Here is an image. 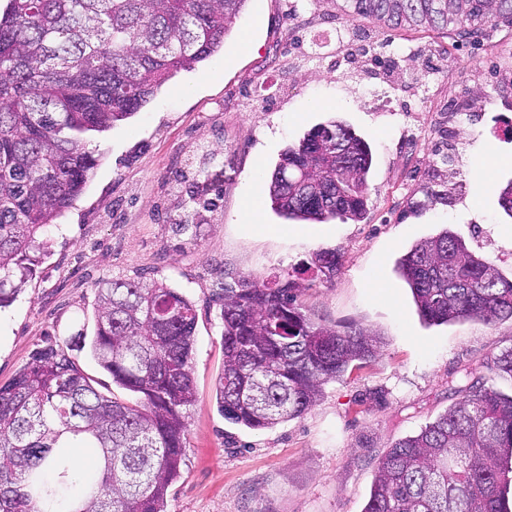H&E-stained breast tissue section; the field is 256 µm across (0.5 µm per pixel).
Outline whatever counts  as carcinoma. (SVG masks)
Segmentation results:
<instances>
[{
    "instance_id": "obj_1",
    "label": "carcinoma",
    "mask_w": 512,
    "mask_h": 512,
    "mask_svg": "<svg viewBox=\"0 0 512 512\" xmlns=\"http://www.w3.org/2000/svg\"><path fill=\"white\" fill-rule=\"evenodd\" d=\"M247 0H7L0 10V308L32 274L55 224L82 194L96 159L83 135L142 108L178 71L218 51ZM344 22L377 30H446L477 42L505 29L512 0H343ZM377 49L398 70L411 60L387 40ZM496 86L512 90V47ZM471 105L450 110L452 125ZM367 144L334 122L308 132L279 158L267 182L273 211L297 224L359 221L366 211ZM327 277L334 251L314 255ZM428 324L512 320V278L448 231L398 262ZM304 287L242 277L220 296L224 369L216 400L224 419L250 429L297 418L322 385L374 360L381 340L336 330L303 311ZM94 332L79 349L139 396L100 392L61 342L37 348L0 385V512H166L180 477L196 312L155 280L103 282ZM72 448H92V468ZM512 474V395L472 385L419 433L379 462L364 512H504Z\"/></svg>"
}]
</instances>
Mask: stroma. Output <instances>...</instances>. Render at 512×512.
Returning a JSON list of instances; mask_svg holds the SVG:
<instances>
[{
  "instance_id": "stroma-1",
  "label": "stroma",
  "mask_w": 512,
  "mask_h": 512,
  "mask_svg": "<svg viewBox=\"0 0 512 512\" xmlns=\"http://www.w3.org/2000/svg\"><path fill=\"white\" fill-rule=\"evenodd\" d=\"M249 0L223 47L180 71L132 117L88 135L96 159L88 182L43 237L48 252L17 299L0 308V384L48 339L91 331L99 281L147 278L177 288L196 307L182 476L167 512H363L377 465L483 383L512 393L493 359L512 348V321L429 325L397 271L413 245L449 231L512 274V218L498 204L512 181V99L492 91L498 57L489 44L434 31L396 30L387 39L426 49L417 67L439 76L416 101L408 76L387 80L394 109L368 103L366 80L329 69L288 71L310 35L336 20L335 0ZM248 51H240L241 42ZM476 99L474 120L454 139L453 167H434L449 103ZM340 121L368 144L362 221L292 224L264 192L281 153L319 124ZM490 175L474 177V169ZM440 191L428 200L426 189ZM192 213L196 240L171 226ZM333 250L325 277L314 253ZM306 284L300 302L321 324L376 331V359L323 385L301 417L263 430L224 420L215 385L224 353V284L277 276Z\"/></svg>"
}]
</instances>
